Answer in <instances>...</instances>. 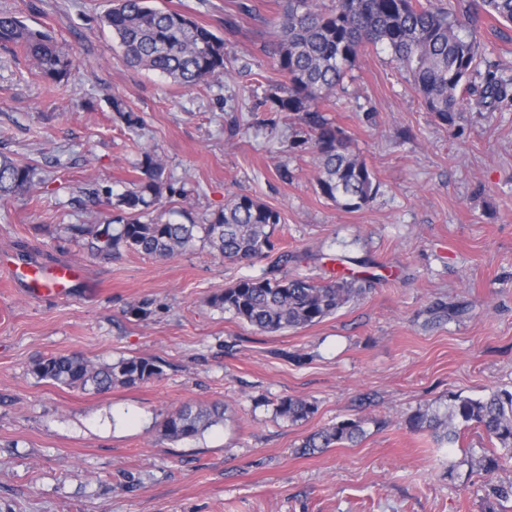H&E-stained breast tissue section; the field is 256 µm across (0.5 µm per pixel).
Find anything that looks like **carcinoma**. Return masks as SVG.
I'll return each instance as SVG.
<instances>
[{
    "label": "carcinoma",
    "instance_id": "cac0c4a2",
    "mask_svg": "<svg viewBox=\"0 0 512 512\" xmlns=\"http://www.w3.org/2000/svg\"><path fill=\"white\" fill-rule=\"evenodd\" d=\"M512 25V0H465L451 12L432 0H336L329 13L314 0H284L276 21L278 42L273 49L277 69L287 79L266 98L273 112L292 114L314 138L320 158L316 185L320 195L347 211L361 209L377 190L375 175L351 149V140L325 114V93L342 85L348 70L369 46L386 47L393 60L411 74L426 109L445 124L463 99L458 89L475 66L483 20ZM133 67L158 72L193 89L224 73L228 56L224 38L192 17L161 10L148 0H112L103 16ZM0 45L22 50L24 57L47 81L60 84L74 67L73 54L45 30L35 29L13 12H0ZM507 95V80L488 71L482 93L468 101L490 109ZM140 176L125 191H107L106 200L117 215L107 224H75L71 232L88 238L91 254L121 247L167 259L201 244L216 256L231 260L266 257L275 250L272 236L280 213L248 196H234L205 224H181L161 219L142 220L147 212L175 193L158 153L147 149L138 164ZM44 183L37 168L21 166L0 154V199L30 193ZM299 256L280 252L271 270L260 277L239 280L212 298V304L264 332L315 325L366 292L367 278L343 271L330 285H317L282 273ZM39 379L83 390L133 386L162 374L151 357L123 358L96 364L77 356L59 355L36 361ZM313 402L284 396L276 413L292 423L312 417ZM224 422L221 404L186 406L168 414L161 435L169 441L194 438ZM414 430L426 429L436 441L454 447L462 426L483 430L500 453L482 456L473 465L488 476L487 512H508L512 482L490 479L505 459L512 460V390L492 389L473 399L451 395L443 406L418 408L408 416ZM365 434L362 422L345 419L305 438L301 453L311 455Z\"/></svg>",
    "mask_w": 512,
    "mask_h": 512
}]
</instances>
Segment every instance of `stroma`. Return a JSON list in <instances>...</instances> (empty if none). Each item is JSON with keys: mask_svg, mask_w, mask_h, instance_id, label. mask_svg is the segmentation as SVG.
<instances>
[{"mask_svg": "<svg viewBox=\"0 0 512 512\" xmlns=\"http://www.w3.org/2000/svg\"><path fill=\"white\" fill-rule=\"evenodd\" d=\"M238 2L150 0L219 35L236 20L224 75L188 90L126 62L100 22L111 0H0L76 56L55 85L0 45V152L47 178L0 202V512H484L486 479L465 463L490 450L483 431L463 430L451 448L407 418L452 394L512 390V95L461 107L448 125L387 50L369 48L325 102L379 185L343 210L316 190L306 128L264 102L281 80L270 53L281 0H251L253 16ZM490 62L512 77V25L486 22L469 85ZM147 145L177 190L155 217L202 224L233 195L252 196L280 212L274 240L301 257L289 276L328 283L331 256L344 255L371 266L370 291L316 325L264 332L212 298L271 259L199 246L169 259L90 255L69 225L111 220L90 191L127 189ZM21 262L79 276L68 298L35 297L11 276ZM451 306L463 314L444 315ZM72 354L153 357L163 374L98 392L30 372ZM287 395L315 415H277ZM212 403L222 424L161 437L167 414ZM344 419L361 421L358 444L300 454Z\"/></svg>", "mask_w": 512, "mask_h": 512, "instance_id": "35a3bbf8", "label": "stroma"}]
</instances>
